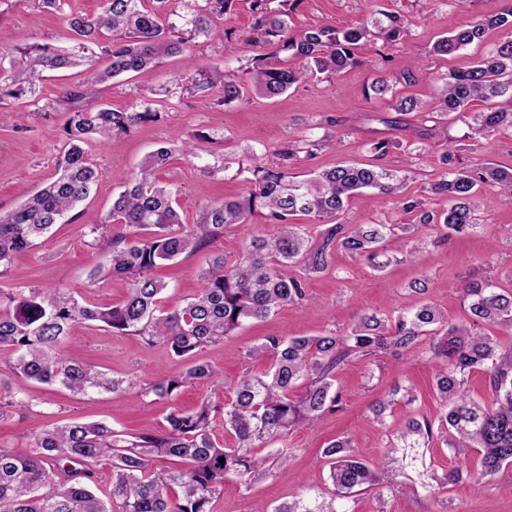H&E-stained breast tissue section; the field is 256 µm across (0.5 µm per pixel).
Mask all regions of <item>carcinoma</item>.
<instances>
[{"label":"carcinoma","mask_w":512,"mask_h":512,"mask_svg":"<svg viewBox=\"0 0 512 512\" xmlns=\"http://www.w3.org/2000/svg\"><path fill=\"white\" fill-rule=\"evenodd\" d=\"M103 0L100 13L66 15L74 45L14 44L0 35V90L10 96L38 97L45 73L81 67L85 85L64 87L61 97L96 101L101 86L127 74L152 70L162 55L177 52L185 42L212 34L211 16L223 15L235 0H192L177 25L164 15L169 0ZM254 16L250 33L261 44L248 71L251 88L262 97H275L323 74H337L358 64L355 49L380 36L396 41L407 20L395 13L370 17L342 29L311 28L289 35V19L301 0H246ZM489 28L512 30V3L481 22L437 40L433 53L451 56L481 40ZM99 48L106 66L99 65ZM198 91L214 90L224 102L244 100L245 84L219 68L197 64ZM501 97L482 112L469 106ZM439 105L402 97L391 105L400 114L381 118L390 136L372 144L379 156L401 145L405 137L432 139L448 136V117L464 123L467 138L478 143L501 132H512V37L479 57L471 67L450 73L437 93ZM420 115L422 123L405 119ZM160 116L146 102L140 109L119 112L105 103L69 113L64 126L67 148L57 161L55 179L14 209L0 210V267L32 250L38 240L86 200L99 179L96 164L84 148L93 135L128 134L139 124ZM290 144L279 151L280 164L255 162L247 193L239 199L207 204L199 220L183 223L175 208L176 192L160 183L155 171L165 165L172 149L151 152L135 175L120 178L122 190L113 198L107 221L122 228L109 245L110 265L94 268L90 277L107 273L127 279L125 299L110 307L79 302L59 288L19 287L5 296L0 308V354L8 355L9 370L40 384L57 385L74 394L121 393L132 386L117 372L97 371L65 349L75 324L100 322L121 335L138 336L149 346L163 345L182 370L143 388V395L175 401L181 390L199 382L217 383L218 372L202 357L204 348L233 335L245 322L262 320L281 306L306 298L305 282L329 269L336 251L364 256L378 270L393 260L382 248L394 224H339L349 199L362 189L378 195L399 193L402 182L383 166L341 164L301 179L290 169L311 156ZM485 188L512 192V166L486 163L476 168H452L426 188L452 205L440 211L425 209L426 199L404 200L403 209L420 212L419 223L442 228L445 236L464 235L478 226V199ZM279 226L273 237H254L242 256L229 263L216 257L202 270V287L183 306H162L165 284L157 267L192 254L243 224L256 211ZM303 214L322 225L312 242L301 224ZM475 321L512 329V290L488 278L471 279L463 287ZM431 336L425 354L443 369L435 389L443 410L432 421L410 417L386 450L380 466L352 454L349 442L334 440L322 449L329 464L330 496L309 494L273 508L259 505L254 512H354L351 499L374 490L392 491L396 477L412 471L421 487L435 495L463 477L475 481L512 464V349L501 351L496 339L474 332L466 324H448L434 304L423 303L394 319L363 315L344 336H268L247 352L253 360L273 359L262 375L243 374L230 400L206 399L192 411L173 405L158 432L126 434L101 422H65L33 433L27 449L0 444V512H213V502L233 476L241 483L266 474V463L287 457L260 456L256 449L285 437L288 430L317 423L340 401L336 371L352 357H370L394 348L410 350ZM487 373L492 400L472 399L465 387L471 372ZM301 394H296L297 390ZM234 438L224 444L216 422ZM435 441L458 456L474 450L480 468L459 469L438 479L428 474V448ZM179 459L183 466L164 473L151 469L154 458ZM108 478L107 492L98 494L100 475Z\"/></svg>","instance_id":"1"}]
</instances>
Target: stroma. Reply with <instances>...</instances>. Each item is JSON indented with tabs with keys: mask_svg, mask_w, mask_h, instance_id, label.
<instances>
[{
	"mask_svg": "<svg viewBox=\"0 0 512 512\" xmlns=\"http://www.w3.org/2000/svg\"><path fill=\"white\" fill-rule=\"evenodd\" d=\"M504 0H303L290 19V32L329 25L343 27L362 21L377 11L397 12L409 22V32L400 40L383 44L367 42L357 51L359 65L340 74H325L271 99L250 96L247 101L224 104L216 96L191 91L194 73L186 63L204 59L224 72L242 75L261 49L243 41L241 33L254 18L246 0L217 20L211 37L188 41L181 54L163 58L154 70L115 80L102 89V100L112 109L125 111L149 97L161 114L160 120L140 124L130 134H115L93 141L89 152L96 162L100 181L96 191L79 207L78 217L56 225L37 247L0 269V296L13 288L58 287L78 300L101 306L120 302L128 284L121 278L97 282L90 270L107 264L108 242L117 229L106 221L112 198L118 192V174L137 171L144 157L162 145L174 153L158 170L160 182L176 191L178 210L186 223H194L203 205L239 197L249 183L236 171L238 164L258 156L264 163L276 160L282 145L294 139H318L343 132L340 144L316 150L300 166L303 174L341 163L381 165L404 172L407 195L420 194L423 186L442 177L441 158L446 151L442 139L425 143H403L387 156L376 158L371 143L384 132L383 118L392 116L389 99L367 98L366 88L382 77L410 69L414 85H397L396 94H432L438 79L454 69L470 66L476 56L491 50L512 31H487L481 45L470 46L450 57L432 55L433 44L449 32L475 24L503 7ZM101 0H67L64 12L42 7L40 0H0V31L21 43H52L65 46L70 32L65 16L70 12L95 14ZM181 77L183 91H175L172 77ZM68 118L64 106L50 112L36 111L30 97L0 99V209L17 207L37 191L55 172L63 147V126ZM197 144V156L184 153V143ZM461 166L486 163L512 165V136L496 134L481 141L478 149L458 153ZM476 230L464 236L443 238L441 229H426L418 216L403 211L398 197L381 200L364 193L354 196L340 215L345 224L373 222L400 225L385 247L396 260L384 270H374L362 258L337 251L331 268L311 278L308 301L288 304L262 321L246 323L223 343L207 347L203 357L220 373L223 388L204 382L182 390L175 404L195 409L204 399H231V386L244 369L262 374L268 364L248 363L249 346L268 336H319L342 334L364 314L378 311L394 314L413 302L424 300L440 307L449 322L467 321L462 287L466 280L491 278L512 284V200L498 188L484 190L479 199ZM275 225L258 215L246 223L225 228L204 250L181 256L159 268L157 275L167 284L165 308L174 309L201 287V271L215 255L233 260L255 236L275 234ZM425 281L424 294L409 289L412 282ZM70 352L103 371H116L133 380L124 393H100L84 397L38 385L8 372L0 358V399L7 396L32 399L34 410L14 412L0 422V443L25 448L33 432L64 419L104 422L127 433L161 430L172 403L143 396L142 385L181 370L182 365L161 345H145L139 337L112 333L98 322L74 327L67 343ZM439 370L435 361L414 347L400 355L387 352L354 359L336 373L340 406L326 413L313 427H296L282 441L290 453L285 473L267 474L250 487L229 478L216 499L213 512H251L255 502L278 505L318 488L332 489L329 468L321 453L334 439L349 441L361 458L379 462L386 446L404 423L408 413L433 419L441 413L434 389ZM393 398L382 421H375L372 406ZM355 512H512V465L475 482L468 479L446 486L436 497L428 496L418 480L401 479L396 490L360 496Z\"/></svg>",
	"mask_w": 512,
	"mask_h": 512,
	"instance_id": "35a3bbf8",
	"label": "stroma"
}]
</instances>
